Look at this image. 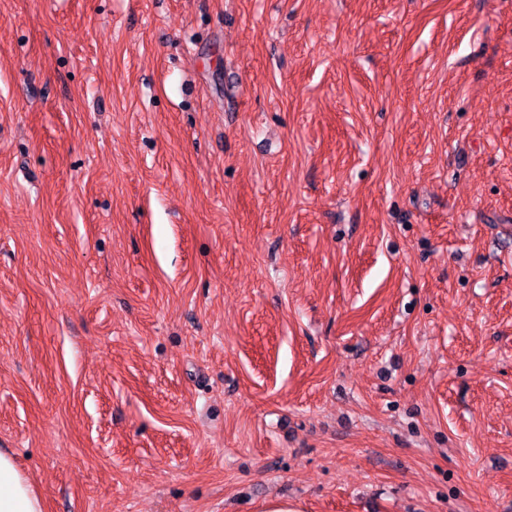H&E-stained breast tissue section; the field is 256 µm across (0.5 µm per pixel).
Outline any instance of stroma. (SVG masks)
Here are the masks:
<instances>
[{"label":"stroma","instance_id":"obj_1","mask_svg":"<svg viewBox=\"0 0 512 512\" xmlns=\"http://www.w3.org/2000/svg\"><path fill=\"white\" fill-rule=\"evenodd\" d=\"M0 448L46 512H512V0H0Z\"/></svg>","mask_w":512,"mask_h":512}]
</instances>
